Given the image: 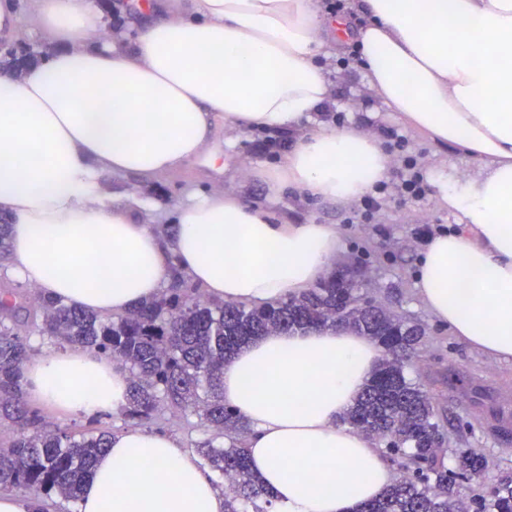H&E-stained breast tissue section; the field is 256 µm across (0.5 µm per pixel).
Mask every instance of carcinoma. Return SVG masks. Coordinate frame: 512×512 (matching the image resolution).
Wrapping results in <instances>:
<instances>
[{"label": "carcinoma", "mask_w": 512, "mask_h": 512, "mask_svg": "<svg viewBox=\"0 0 512 512\" xmlns=\"http://www.w3.org/2000/svg\"><path fill=\"white\" fill-rule=\"evenodd\" d=\"M177 286L118 316L88 313L61 300L33 295L35 319L28 330L14 311L28 295L10 283L0 288V424L11 430L0 448V487H26L66 501L80 499L85 482L110 443V435L79 436L45 424L23 401V366L37 335L62 348L80 345L118 362L129 375L130 420H180L192 414L209 437L196 444L206 465L224 478V512H267L271 493L250 467L249 424L224 405V362L270 330L306 332L336 323L366 336L383 358L341 420L385 443L401 475L378 499L357 512H512V477L499 480L488 497L467 501L450 486L480 476L487 463L475 452L458 456L457 469L434 447L441 433L434 405L406 377L405 361L424 329L383 304L363 301L362 289L331 276L310 291L265 306L215 302L182 276Z\"/></svg>", "instance_id": "carcinoma-1"}]
</instances>
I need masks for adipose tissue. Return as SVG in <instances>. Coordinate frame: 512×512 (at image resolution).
<instances>
[{
  "label": "adipose tissue",
  "mask_w": 512,
  "mask_h": 512,
  "mask_svg": "<svg viewBox=\"0 0 512 512\" xmlns=\"http://www.w3.org/2000/svg\"><path fill=\"white\" fill-rule=\"evenodd\" d=\"M351 28L318 0H144L134 40L96 37L92 0H35L47 58L0 74V211L12 225L6 270L45 296L95 313L153 299L179 269L206 294L264 306L328 273L336 228L295 223L237 196L201 192L164 241L142 203L97 193L102 174L154 178L198 157L214 113L291 148L262 172L270 188L351 205L388 179L380 136L312 113L333 105L327 44L356 41L364 88L433 142L460 172L434 176L437 202L465 229L430 238L414 286L436 320L512 361V0H363ZM382 357L339 328L272 332L224 365V402L250 425L253 471L276 512H353L395 480L378 439L340 422ZM26 395L58 417L116 413L127 373L81 348L25 365ZM79 512H224L192 450L130 428L111 437Z\"/></svg>",
  "instance_id": "obj_1"
}]
</instances>
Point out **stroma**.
I'll return each mask as SVG.
<instances>
[{
	"label": "stroma",
	"mask_w": 512,
	"mask_h": 512,
	"mask_svg": "<svg viewBox=\"0 0 512 512\" xmlns=\"http://www.w3.org/2000/svg\"><path fill=\"white\" fill-rule=\"evenodd\" d=\"M332 78L335 111H342L345 124L389 140L397 135L407 139V151L392 154V173H401L409 157L424 173L435 169L446 172L458 165L455 147L434 144L404 123L399 113L389 111L368 94L357 67L336 70ZM262 138L261 132L238 130L219 113L214 117L211 146L196 161L153 179L106 176L101 189L109 196L137 195L158 224L173 223L181 205L202 190L217 186L245 204L294 221L312 219L334 225L342 241L337 266L365 271L370 277L369 296L424 327L425 336L407 363L406 374L429 393L443 425L447 449L468 448L486 458V472L470 480L468 487L471 494H488L501 476L512 473V433L490 431L477 397L467 396L466 391L477 389V396L504 401L506 409L512 411V361L495 360L454 336L427 310L413 283L415 261L429 237L443 229H458L457 216L439 207L430 191L415 204L385 200L371 223H350L352 208L317 203L287 189L272 191L258 172L281 159L283 153L263 150ZM38 414L45 422L57 421L78 433L93 430L114 434L130 426L119 413L72 415L62 420L44 408Z\"/></svg>",
	"instance_id": "obj_1"
}]
</instances>
